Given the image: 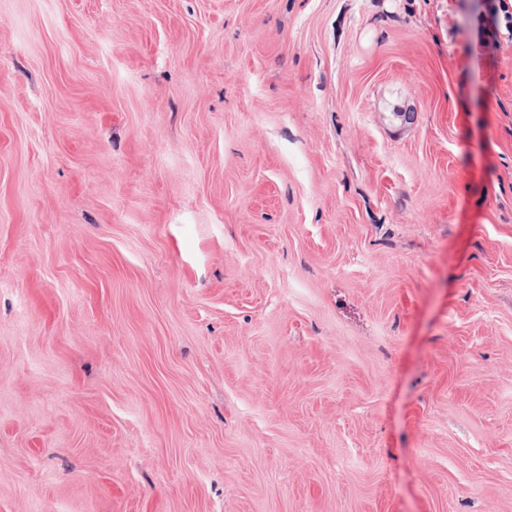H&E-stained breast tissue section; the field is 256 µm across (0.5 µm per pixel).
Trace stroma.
<instances>
[{"instance_id":"35a3bbf8","label":"stroma","mask_w":512,"mask_h":512,"mask_svg":"<svg viewBox=\"0 0 512 512\" xmlns=\"http://www.w3.org/2000/svg\"><path fill=\"white\" fill-rule=\"evenodd\" d=\"M487 4L0 0V512H512Z\"/></svg>"}]
</instances>
